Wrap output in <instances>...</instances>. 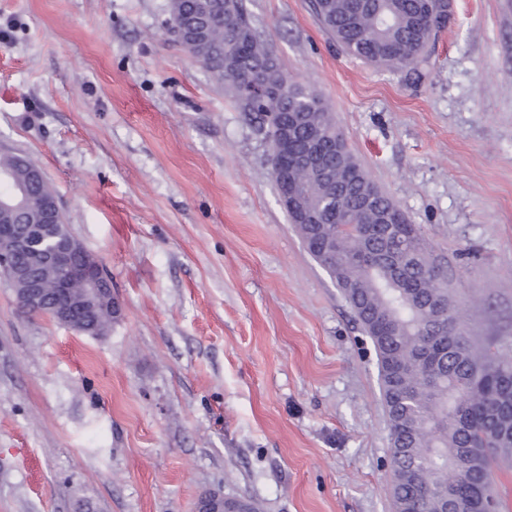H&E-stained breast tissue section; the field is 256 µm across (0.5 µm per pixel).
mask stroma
Wrapping results in <instances>:
<instances>
[{
  "instance_id": "obj_1",
  "label": "stroma",
  "mask_w": 512,
  "mask_h": 512,
  "mask_svg": "<svg viewBox=\"0 0 512 512\" xmlns=\"http://www.w3.org/2000/svg\"><path fill=\"white\" fill-rule=\"evenodd\" d=\"M417 74L344 53L310 0H245L370 181L418 225L468 336L512 338V0H450ZM169 0H0V147L55 189L123 312L30 317L0 274V512H392L373 345L280 201L249 116Z\"/></svg>"
}]
</instances>
